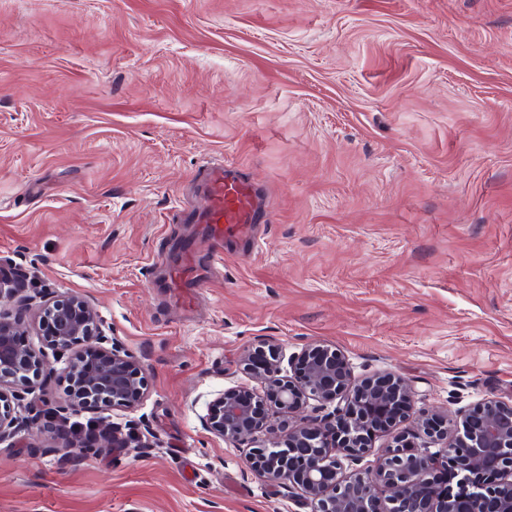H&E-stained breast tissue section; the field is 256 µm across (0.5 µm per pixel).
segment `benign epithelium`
<instances>
[{"label": "benign epithelium", "mask_w": 512, "mask_h": 512, "mask_svg": "<svg viewBox=\"0 0 512 512\" xmlns=\"http://www.w3.org/2000/svg\"><path fill=\"white\" fill-rule=\"evenodd\" d=\"M18 277L0 264V299L14 296ZM30 323L58 355L70 354L63 369L69 399L54 411L57 451L68 455L77 447L71 415L88 406L133 411L144 401L148 382L138 360L107 334L89 302L71 292L36 291L17 299L9 314L0 313V443L41 417L28 395L48 363L42 350L20 341ZM285 361L291 376L284 374ZM240 365L263 384V393L227 389L201 421L215 437L235 443L263 431L277 436L269 424L274 408L297 415L283 442L259 441L246 463L270 482L302 490L312 512H512V403L487 399L465 412L451 441L448 420L427 416L416 431L396 437L372 471L347 475L344 462H357L368 450L366 432L388 431L409 415L410 387L389 373L356 384L346 357L322 344H307L289 357L281 348L259 345L244 352ZM311 400L334 405L332 419L305 415ZM423 438L447 443L432 454ZM450 468L461 484L454 498L440 480Z\"/></svg>", "instance_id": "7a95c632"}]
</instances>
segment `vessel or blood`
Instances as JSON below:
<instances>
[{
  "mask_svg": "<svg viewBox=\"0 0 512 512\" xmlns=\"http://www.w3.org/2000/svg\"><path fill=\"white\" fill-rule=\"evenodd\" d=\"M199 190L203 205L183 209L182 223L203 225L205 242L210 246L229 242L251 245L254 225L266 217L256 188L241 175L213 166L200 178ZM199 267V250L193 246L167 261L166 286L176 305L194 308L196 290L203 285Z\"/></svg>",
  "mask_w": 512,
  "mask_h": 512,
  "instance_id": "obj_1",
  "label": "vessel or blood"
}]
</instances>
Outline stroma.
<instances>
[{"label":"stroma","mask_w":512,"mask_h":512,"mask_svg":"<svg viewBox=\"0 0 512 512\" xmlns=\"http://www.w3.org/2000/svg\"><path fill=\"white\" fill-rule=\"evenodd\" d=\"M224 160L265 191L193 311L160 259ZM0 259L86 296L149 393L141 444H0V512H311L201 422L239 359L335 346L413 412L512 403V0H0Z\"/></svg>","instance_id":"1"}]
</instances>
